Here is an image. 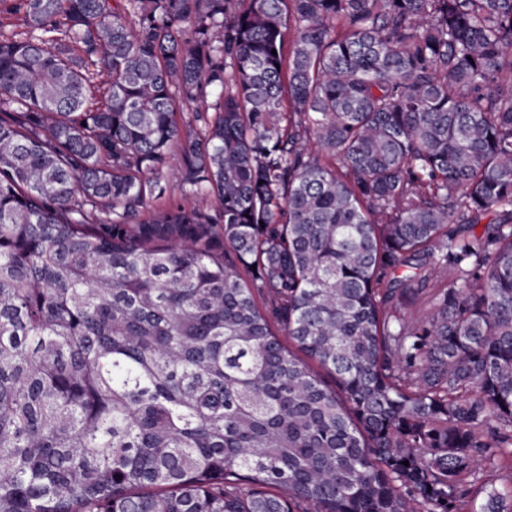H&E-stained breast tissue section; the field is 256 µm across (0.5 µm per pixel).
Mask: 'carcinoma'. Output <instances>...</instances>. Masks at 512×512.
I'll list each match as a JSON object with an SVG mask.
<instances>
[{"mask_svg": "<svg viewBox=\"0 0 512 512\" xmlns=\"http://www.w3.org/2000/svg\"><path fill=\"white\" fill-rule=\"evenodd\" d=\"M177 143L216 208L150 209ZM504 457L512 0H0V512H462Z\"/></svg>", "mask_w": 512, "mask_h": 512, "instance_id": "1", "label": "carcinoma"}]
</instances>
